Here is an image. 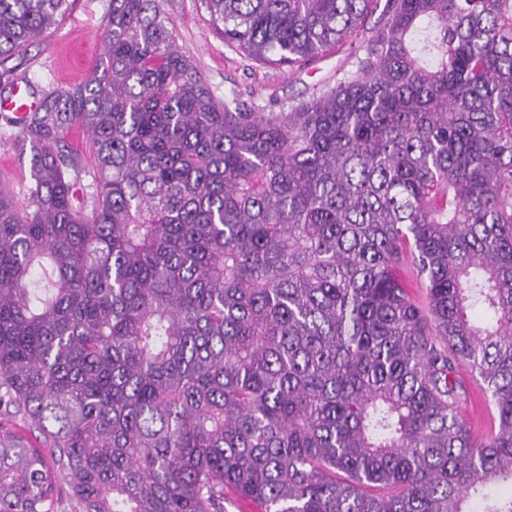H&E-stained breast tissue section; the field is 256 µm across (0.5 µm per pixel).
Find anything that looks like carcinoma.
I'll return each instance as SVG.
<instances>
[{"label": "carcinoma", "instance_id": "carcinoma-1", "mask_svg": "<svg viewBox=\"0 0 512 512\" xmlns=\"http://www.w3.org/2000/svg\"><path fill=\"white\" fill-rule=\"evenodd\" d=\"M69 2L0 0L36 103L0 117V512H512V0H387L292 112L218 101L163 0H107L98 68L38 88ZM198 2L290 67L375 0ZM0 180L15 189L24 186L29 180V168L22 164L17 150L8 138L0 139ZM458 377L466 382L474 394V399L465 408L463 413L465 420L474 430H486L489 427L490 419L487 407L485 405L484 392L481 385L472 379L469 371L464 366L459 367ZM476 407H479L481 410L479 415L473 414V411Z\"/></svg>", "mask_w": 512, "mask_h": 512}]
</instances>
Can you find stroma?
Segmentation results:
<instances>
[{"mask_svg":"<svg viewBox=\"0 0 512 512\" xmlns=\"http://www.w3.org/2000/svg\"><path fill=\"white\" fill-rule=\"evenodd\" d=\"M105 0H72L60 26L30 46L25 70L32 82L67 85L85 78L103 53ZM180 50L218 99L238 98L260 112H289L356 70L370 32L386 19L387 0H375L363 30L339 49L303 66L254 61L224 43L197 0H167Z\"/></svg>","mask_w":512,"mask_h":512,"instance_id":"obj_1","label":"stroma"}]
</instances>
